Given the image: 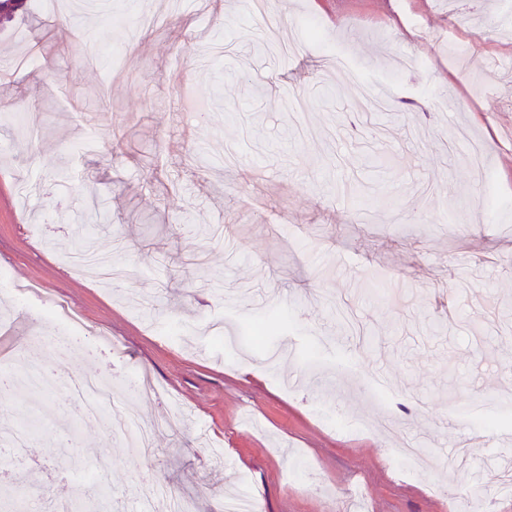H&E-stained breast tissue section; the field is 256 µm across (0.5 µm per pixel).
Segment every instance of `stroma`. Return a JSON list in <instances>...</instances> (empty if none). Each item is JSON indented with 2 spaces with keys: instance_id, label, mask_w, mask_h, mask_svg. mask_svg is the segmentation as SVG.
I'll list each match as a JSON object with an SVG mask.
<instances>
[{
  "instance_id": "1",
  "label": "stroma",
  "mask_w": 512,
  "mask_h": 512,
  "mask_svg": "<svg viewBox=\"0 0 512 512\" xmlns=\"http://www.w3.org/2000/svg\"><path fill=\"white\" fill-rule=\"evenodd\" d=\"M26 2L0 29V369L105 380L156 434L143 457L13 388L0 428H42L0 449V489L41 512L94 488L164 512L156 481L195 512L230 485L256 512H512V6ZM59 305L83 326L63 357ZM406 442L429 451L411 473Z\"/></svg>"
}]
</instances>
